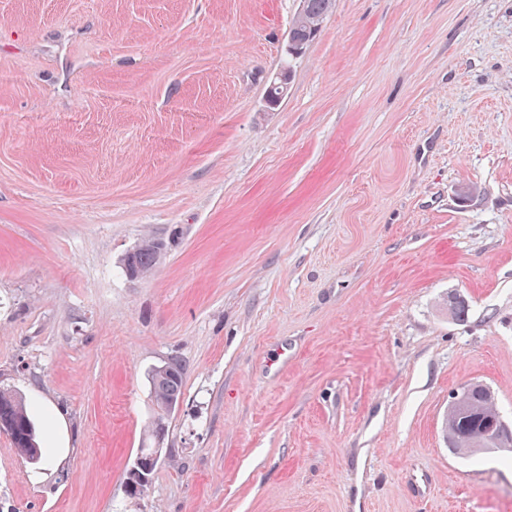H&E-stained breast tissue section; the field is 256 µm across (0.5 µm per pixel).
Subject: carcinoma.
Listing matches in <instances>:
<instances>
[{
	"label": "carcinoma",
	"instance_id": "carcinoma-1",
	"mask_svg": "<svg viewBox=\"0 0 512 512\" xmlns=\"http://www.w3.org/2000/svg\"><path fill=\"white\" fill-rule=\"evenodd\" d=\"M335 0H306L307 16L294 22L295 39L307 46L316 37L322 23L333 11ZM161 254V243L148 240L137 247L133 262L125 266L126 273L142 277L152 271ZM183 369L176 365L170 370H154L150 375V390L157 414L148 427L147 440L139 449L141 466L154 472L152 456L159 432H167V416L171 406L179 403L182 397ZM470 408L467 413L449 420V428L456 439L452 451L471 456L478 452L468 447L473 434L487 430L495 419V411L484 392L472 387L469 391ZM8 424L15 429L10 436L11 443L22 459L43 457L39 431L33 421L24 398L9 386L0 385V425Z\"/></svg>",
	"mask_w": 512,
	"mask_h": 512
}]
</instances>
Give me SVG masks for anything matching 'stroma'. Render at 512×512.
Returning a JSON list of instances; mask_svg holds the SVG:
<instances>
[{"label": "stroma", "instance_id": "35a3bbf8", "mask_svg": "<svg viewBox=\"0 0 512 512\" xmlns=\"http://www.w3.org/2000/svg\"><path fill=\"white\" fill-rule=\"evenodd\" d=\"M299 7L0 0V384L49 450L0 433V512H512V447L441 432L469 382L512 427V0H336L290 57ZM161 246L162 244L155 240H148L139 245L136 248L137 251L133 257L132 264L126 265L124 263L126 273L129 276L133 273L138 278L152 271L161 254ZM182 375L183 369L180 365L175 364L172 370H153L150 375V390L151 397L154 406L156 407L157 414L151 421L148 427V434L146 440H149V444H144L139 449L138 455L141 460V466L145 469H149V473L143 472L141 468L136 466L134 462L132 468H137L138 471L148 477H151L156 465H153L152 456L155 452V446L157 444V435L160 431L165 433L168 431L167 416L172 411L171 406L177 405L182 397ZM164 436V438H165ZM162 440L158 441L156 448H162ZM137 455V456H138ZM132 468L127 472V480H132L136 485H141L138 476L131 473Z\"/></svg>", "mask_w": 512, "mask_h": 512}]
</instances>
